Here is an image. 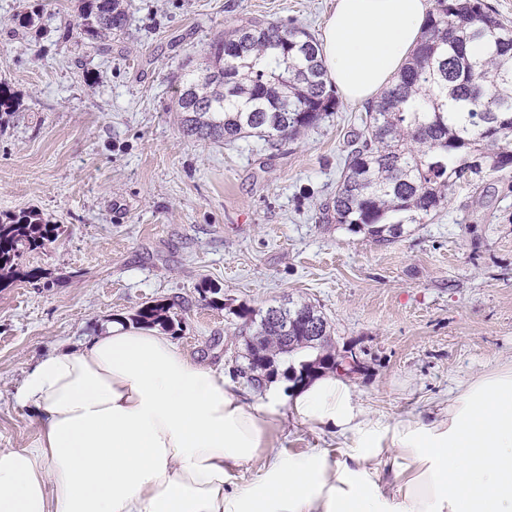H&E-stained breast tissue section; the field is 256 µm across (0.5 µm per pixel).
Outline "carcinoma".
<instances>
[{"mask_svg":"<svg viewBox=\"0 0 512 512\" xmlns=\"http://www.w3.org/2000/svg\"><path fill=\"white\" fill-rule=\"evenodd\" d=\"M132 0H81L75 24L59 28L65 42L81 39L109 50L112 35L129 25ZM478 43L482 55L466 47ZM175 111L183 130L198 139L234 142L255 138L283 146L338 111L320 42L309 32L279 24L234 26L212 42L202 68L184 72ZM512 171V28L484 0H434L408 64L380 100L366 110L363 132L351 141L326 215L367 233L379 244L402 237L408 224H423L448 202L458 183L477 184L491 173ZM58 237V225L37 211L0 218V288L34 273L21 269L26 252ZM271 309L241 316L262 336L266 365L248 350L246 369L255 381L283 371L287 380L309 369L298 355L312 348L322 369L336 371L328 341L312 346L295 324L285 346ZM143 325H175L169 304H146Z\"/></svg>","mask_w":512,"mask_h":512,"instance_id":"carcinoma-1","label":"carcinoma"}]
</instances>
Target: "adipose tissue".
Returning a JSON list of instances; mask_svg holds the SVG:
<instances>
[{"label": "adipose tissue", "instance_id": "adipose-tissue-1", "mask_svg": "<svg viewBox=\"0 0 512 512\" xmlns=\"http://www.w3.org/2000/svg\"><path fill=\"white\" fill-rule=\"evenodd\" d=\"M428 0H336L322 36L348 101L380 94L420 39ZM27 448H0V512H512V366L446 408L381 422L325 373L255 400L170 337L114 322L26 373ZM342 445L270 453L286 416ZM265 457L260 478L229 482Z\"/></svg>", "mask_w": 512, "mask_h": 512}]
</instances>
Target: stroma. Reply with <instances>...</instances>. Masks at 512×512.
Wrapping results in <instances>:
<instances>
[{"instance_id": "1", "label": "stroma", "mask_w": 512, "mask_h": 512, "mask_svg": "<svg viewBox=\"0 0 512 512\" xmlns=\"http://www.w3.org/2000/svg\"><path fill=\"white\" fill-rule=\"evenodd\" d=\"M125 33L93 54L61 42L78 0H0V216L39 211L59 237L25 255L0 289V448L36 425L18 398L25 372L106 326L168 303L171 339L231 371L254 332L242 310L305 302L336 352L361 358L350 382L384 422L444 406L471 379L512 365V172L458 186L440 212L390 244L325 219L366 103L340 101L281 149L182 129L185 60L206 62L228 23H278L321 36L335 0H133ZM35 18L15 35L13 18ZM294 417L277 452L327 446Z\"/></svg>"}]
</instances>
